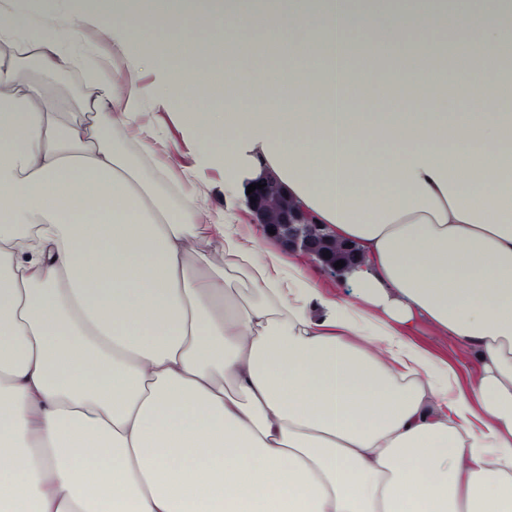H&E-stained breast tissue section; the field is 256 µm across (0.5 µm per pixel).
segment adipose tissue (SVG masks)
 <instances>
[{
    "label": "adipose tissue",
    "mask_w": 512,
    "mask_h": 512,
    "mask_svg": "<svg viewBox=\"0 0 512 512\" xmlns=\"http://www.w3.org/2000/svg\"><path fill=\"white\" fill-rule=\"evenodd\" d=\"M53 3L0 5V512H512V0ZM89 24L161 103L217 99L179 120L225 191L266 166L358 244L350 298L200 221ZM30 59L93 64L83 120ZM410 340L452 364L462 386L466 387L476 376L478 372L477 362L463 354L458 349L455 338L448 336L447 332L422 322L419 325V330L415 332V336L410 337Z\"/></svg>",
    "instance_id": "1"
}]
</instances>
